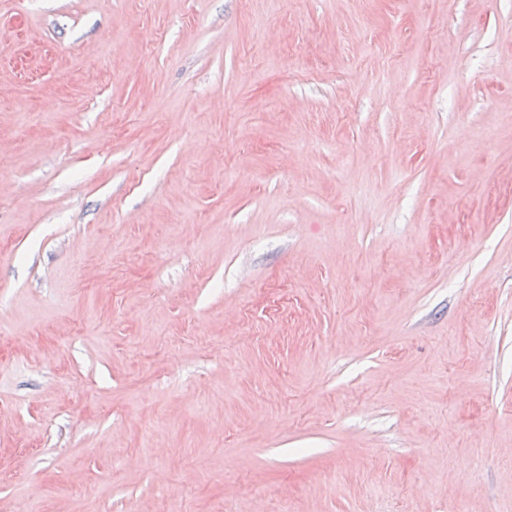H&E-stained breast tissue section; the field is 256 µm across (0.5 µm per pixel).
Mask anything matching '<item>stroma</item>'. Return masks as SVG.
Listing matches in <instances>:
<instances>
[{
  "label": "stroma",
  "mask_w": 512,
  "mask_h": 512,
  "mask_svg": "<svg viewBox=\"0 0 512 512\" xmlns=\"http://www.w3.org/2000/svg\"><path fill=\"white\" fill-rule=\"evenodd\" d=\"M0 512H512V0H0Z\"/></svg>",
  "instance_id": "obj_1"
}]
</instances>
